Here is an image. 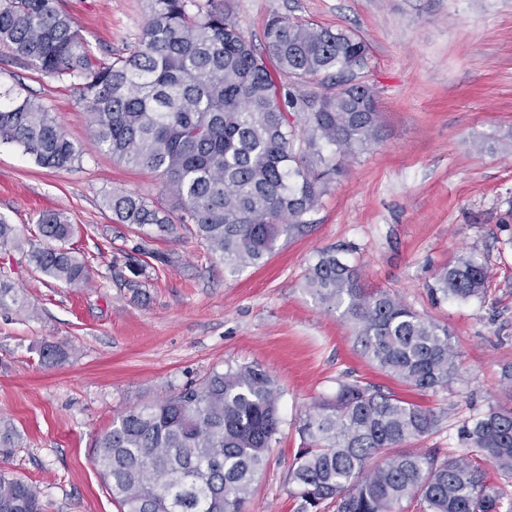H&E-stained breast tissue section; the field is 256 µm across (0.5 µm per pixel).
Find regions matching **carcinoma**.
<instances>
[{"label":"carcinoma","instance_id":"obj_1","mask_svg":"<svg viewBox=\"0 0 512 512\" xmlns=\"http://www.w3.org/2000/svg\"><path fill=\"white\" fill-rule=\"evenodd\" d=\"M149 2L135 49L110 62L96 58L60 0H0V44L69 84L94 145L159 174L169 206L114 190L103 204L116 223L168 233L176 212L229 271L256 265L310 224L341 160L378 140L376 92L352 78L367 65L368 45L347 30L274 15L259 50L225 0ZM0 143L56 170L83 155L43 103L2 92ZM74 234L61 213L43 211L36 244L0 217V252L25 249L37 271L81 288L90 272L67 248ZM487 279L483 264L462 255L437 272L433 293L469 300ZM306 288L355 327L381 370L410 388H443L457 376L448 329L389 290L365 287L358 267L323 253ZM22 303L0 281V309ZM67 358L54 345L40 350L44 363ZM281 395L258 365L214 368L122 411L96 438L91 461L119 512H248L277 442ZM445 418L378 386L339 383L297 423L301 448L289 475L297 512H400L408 500L418 512H501L505 491L489 471L512 479V409L491 404L464 421L443 457L406 447ZM18 440L1 417L0 446ZM0 512H44L38 489L0 473Z\"/></svg>","mask_w":512,"mask_h":512}]
</instances>
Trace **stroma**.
<instances>
[{
  "mask_svg": "<svg viewBox=\"0 0 512 512\" xmlns=\"http://www.w3.org/2000/svg\"><path fill=\"white\" fill-rule=\"evenodd\" d=\"M230 4L257 45L274 15L365 39L370 58L356 79L375 89L381 124L376 143L343 160L309 227L233 273L188 232L113 223L104 193L159 202V176L96 149L69 87L0 45V87L44 103L84 151L80 165L51 170L0 145V215L31 228L40 211L62 213L76 227L71 248L92 269L90 284L73 288L36 272L21 253H0V280L27 303L0 309V417L20 434L17 447H0V471L36 485L46 512H117L91 462L98 435L130 405L242 364L269 370L282 390L278 440L248 512H296L288 478L300 415L342 381L411 395L363 353L339 312L305 290L327 251L452 337L459 375L418 397L448 417L421 447L447 453L464 420L492 404L512 408V0ZM61 5L105 61L133 50L149 14L148 0ZM138 245L136 277L127 257ZM460 255L487 266L484 294L436 300L437 271ZM48 343L68 352L65 363L41 362Z\"/></svg>",
  "mask_w": 512,
  "mask_h": 512,
  "instance_id": "obj_1",
  "label": "stroma"
}]
</instances>
